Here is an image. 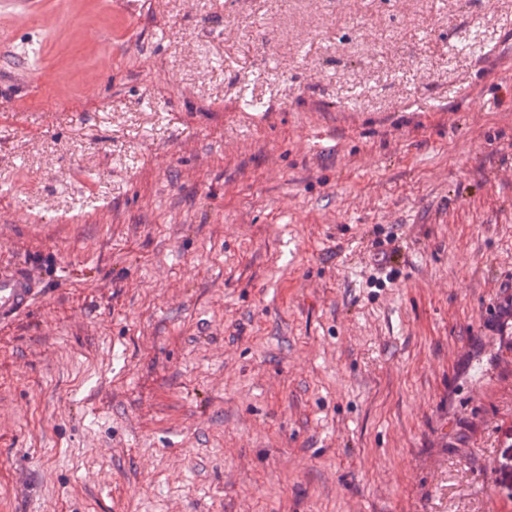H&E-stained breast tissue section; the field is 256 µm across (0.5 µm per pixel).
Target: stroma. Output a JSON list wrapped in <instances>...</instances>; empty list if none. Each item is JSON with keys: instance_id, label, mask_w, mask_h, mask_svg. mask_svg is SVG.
<instances>
[{"instance_id": "35a3bbf8", "label": "stroma", "mask_w": 512, "mask_h": 512, "mask_svg": "<svg viewBox=\"0 0 512 512\" xmlns=\"http://www.w3.org/2000/svg\"><path fill=\"white\" fill-rule=\"evenodd\" d=\"M9 264L0 512H512V0H0ZM39 277L31 269H0V323L28 312L39 297Z\"/></svg>"}]
</instances>
